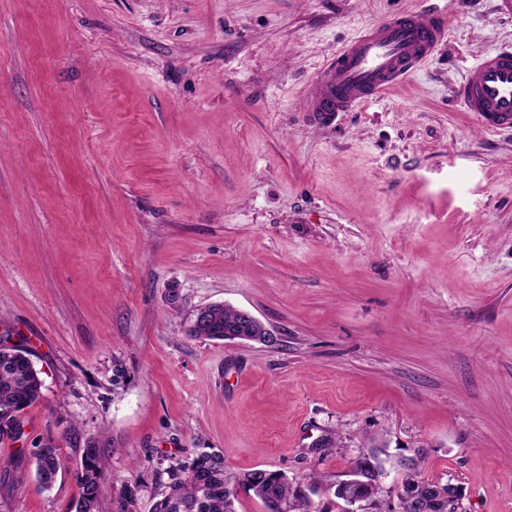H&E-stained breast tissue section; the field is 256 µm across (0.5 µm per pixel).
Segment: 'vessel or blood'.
Here are the masks:
<instances>
[{
    "mask_svg": "<svg viewBox=\"0 0 512 512\" xmlns=\"http://www.w3.org/2000/svg\"><path fill=\"white\" fill-rule=\"evenodd\" d=\"M447 27L448 15L438 6L371 25L324 67L305 111L347 112L381 98L428 61ZM458 94L486 128H512V49L486 52L469 65Z\"/></svg>",
    "mask_w": 512,
    "mask_h": 512,
    "instance_id": "1",
    "label": "vessel or blood"
}]
</instances>
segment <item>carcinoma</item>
<instances>
[{"label": "carcinoma", "instance_id": "carcinoma-1", "mask_svg": "<svg viewBox=\"0 0 512 512\" xmlns=\"http://www.w3.org/2000/svg\"><path fill=\"white\" fill-rule=\"evenodd\" d=\"M234 330L250 338L259 334L244 324L238 310L229 305H209L201 319L191 318L186 330L192 338L224 339V331ZM43 382L27 352L17 345L0 342V424L14 433H21L17 413L35 403L42 396ZM104 445L99 441L86 444L77 480L81 489L75 512H100L103 495L107 492V460ZM36 478L40 486L49 490L60 470L58 449L45 446L33 452ZM164 491L153 504L152 512H237L236 501L240 491L258 498L264 512H319L309 496L315 492V478L310 483L291 482L278 472L252 469L240 475L224 473V456L218 452H201L186 461L169 464ZM354 478L342 486L339 496L344 502L362 499L370 512H385L377 498V484L381 472L365 461H357ZM408 512H448V503L439 500L430 490L416 493V506Z\"/></svg>", "mask_w": 512, "mask_h": 512}]
</instances>
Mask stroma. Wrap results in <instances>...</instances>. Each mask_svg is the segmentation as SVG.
I'll return each instance as SVG.
<instances>
[{"instance_id":"1","label":"stroma","mask_w":512,"mask_h":512,"mask_svg":"<svg viewBox=\"0 0 512 512\" xmlns=\"http://www.w3.org/2000/svg\"><path fill=\"white\" fill-rule=\"evenodd\" d=\"M436 2L0 0V338L43 380L0 428V512H71L101 438L100 512L134 483L151 512L161 467L207 448L322 477V512L362 456L386 504L412 469L512 512V129L454 96L512 11L450 0L390 93L303 109L360 30ZM208 304L273 343L187 336ZM33 457L38 483L44 490L51 489L60 470L58 448H52L51 446L36 448Z\"/></svg>"}]
</instances>
